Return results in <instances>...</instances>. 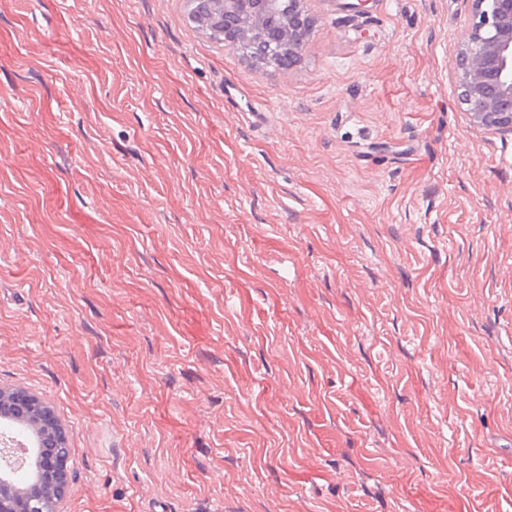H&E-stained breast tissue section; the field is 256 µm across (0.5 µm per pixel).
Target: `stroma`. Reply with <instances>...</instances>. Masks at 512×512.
<instances>
[{"label":"stroma","mask_w":512,"mask_h":512,"mask_svg":"<svg viewBox=\"0 0 512 512\" xmlns=\"http://www.w3.org/2000/svg\"><path fill=\"white\" fill-rule=\"evenodd\" d=\"M346 2L279 71L185 0H0V387L64 424L65 512H512L471 4Z\"/></svg>","instance_id":"35a3bbf8"}]
</instances>
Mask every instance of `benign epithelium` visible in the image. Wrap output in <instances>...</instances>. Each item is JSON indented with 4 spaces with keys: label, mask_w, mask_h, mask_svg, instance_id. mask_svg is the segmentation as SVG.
Returning <instances> with one entry per match:
<instances>
[{
    "label": "benign epithelium",
    "mask_w": 512,
    "mask_h": 512,
    "mask_svg": "<svg viewBox=\"0 0 512 512\" xmlns=\"http://www.w3.org/2000/svg\"><path fill=\"white\" fill-rule=\"evenodd\" d=\"M211 15L236 29L229 48L250 41L262 29L272 11V0H208ZM304 0H288L281 26L288 31V47L301 17L307 16ZM473 19L462 33L452 77L460 97L470 106L475 127L485 133H512V0H470ZM22 413L54 442L38 478L22 497L0 475V512H63L68 488L65 463L71 455L65 435L53 412L32 396Z\"/></svg>",
    "instance_id": "7a95c632"
}]
</instances>
